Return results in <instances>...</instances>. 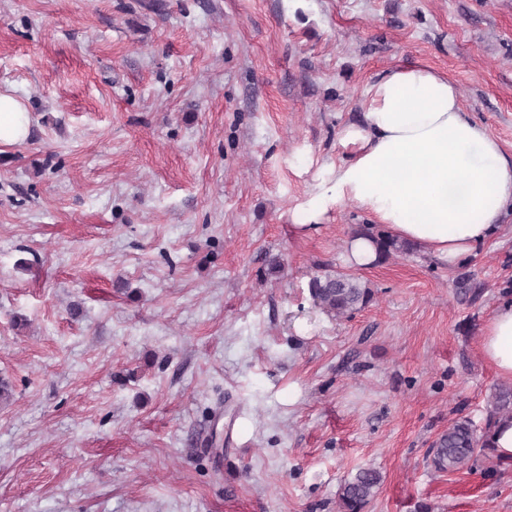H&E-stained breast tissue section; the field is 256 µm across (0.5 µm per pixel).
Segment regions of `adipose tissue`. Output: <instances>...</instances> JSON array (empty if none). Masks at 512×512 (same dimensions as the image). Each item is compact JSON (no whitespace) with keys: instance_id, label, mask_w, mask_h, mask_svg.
<instances>
[{"instance_id":"ef3b65f1","label":"adipose tissue","mask_w":512,"mask_h":512,"mask_svg":"<svg viewBox=\"0 0 512 512\" xmlns=\"http://www.w3.org/2000/svg\"><path fill=\"white\" fill-rule=\"evenodd\" d=\"M364 121L344 127L347 159L330 167L301 206L299 234L317 230L332 206L354 204L372 228L346 242V260L371 266L378 257L374 225L455 265L499 232L512 210V152L470 119L447 75L413 64L388 69L366 90ZM22 101L0 94V144L27 139ZM482 357L512 379V300L496 305L481 331Z\"/></svg>"}]
</instances>
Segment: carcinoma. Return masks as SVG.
<instances>
[{
    "label": "carcinoma",
    "mask_w": 512,
    "mask_h": 512,
    "mask_svg": "<svg viewBox=\"0 0 512 512\" xmlns=\"http://www.w3.org/2000/svg\"><path fill=\"white\" fill-rule=\"evenodd\" d=\"M310 295L326 314L343 318L367 306L374 298L372 289L350 274L326 273L309 283ZM512 421V388L499 389L488 410L482 432L470 419L455 420L433 441L428 450L431 466L438 472H456L469 466L479 453L488 450L487 437L501 422ZM381 482L373 468H360L344 479L336 494L338 512H365Z\"/></svg>",
    "instance_id": "1"
}]
</instances>
